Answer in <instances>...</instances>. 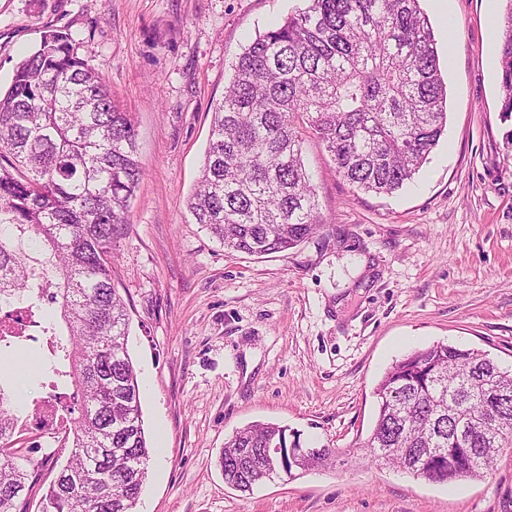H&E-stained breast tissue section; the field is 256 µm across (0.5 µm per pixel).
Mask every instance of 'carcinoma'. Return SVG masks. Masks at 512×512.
Wrapping results in <instances>:
<instances>
[{
    "instance_id": "carcinoma-1",
    "label": "carcinoma",
    "mask_w": 512,
    "mask_h": 512,
    "mask_svg": "<svg viewBox=\"0 0 512 512\" xmlns=\"http://www.w3.org/2000/svg\"><path fill=\"white\" fill-rule=\"evenodd\" d=\"M498 23L502 112L512 116V0ZM448 124L447 90L419 0H309L258 36L233 65L214 109L206 157L188 208L224 248L286 252L322 226L302 160L301 126L325 145L343 180L390 195L427 161ZM144 170L129 113L79 57L71 33L43 32L0 94V351L45 339L38 372L66 418L68 457L40 512H135L150 463L129 315L112 282V246L129 224ZM60 308L67 338L47 310ZM374 394L369 455L407 452L392 465L416 474L429 449L441 482L470 476L512 447V373L489 354L437 343L397 361ZM498 430L490 435L484 417ZM0 384V512H28L27 450ZM301 447L274 423L238 429L220 457L225 482L246 493L272 469L268 445Z\"/></svg>"
}]
</instances>
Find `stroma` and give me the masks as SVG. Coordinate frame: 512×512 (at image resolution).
Here are the masks:
<instances>
[{
	"instance_id": "stroma-1",
	"label": "stroma",
	"mask_w": 512,
	"mask_h": 512,
	"mask_svg": "<svg viewBox=\"0 0 512 512\" xmlns=\"http://www.w3.org/2000/svg\"><path fill=\"white\" fill-rule=\"evenodd\" d=\"M306 0H0V90L45 29L130 112L145 175L114 247L150 464L136 512H512V454L475 479L433 483L372 462L374 390L393 363L437 343L512 367V118L501 112L504 0H420L447 87L448 124L390 196L351 187L304 133L325 223L297 248L224 249L187 201L232 66ZM273 422L332 466L241 493L218 457L245 425ZM29 512L67 457L29 433Z\"/></svg>"
}]
</instances>
